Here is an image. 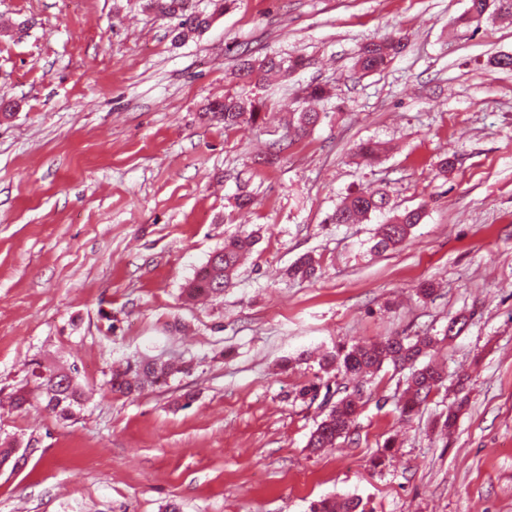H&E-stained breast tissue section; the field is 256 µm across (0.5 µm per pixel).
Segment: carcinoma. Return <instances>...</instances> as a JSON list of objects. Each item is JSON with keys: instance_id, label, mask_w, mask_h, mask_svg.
I'll return each instance as SVG.
<instances>
[{"instance_id": "obj_1", "label": "carcinoma", "mask_w": 512, "mask_h": 512, "mask_svg": "<svg viewBox=\"0 0 512 512\" xmlns=\"http://www.w3.org/2000/svg\"><path fill=\"white\" fill-rule=\"evenodd\" d=\"M214 10L206 13L196 8L194 0H151V7L160 14L178 19L179 35L186 38L202 31L210 25L213 15L222 14L232 0H213ZM512 15V0H470L467 12L460 23L467 26L473 20L485 14ZM403 48L402 40L392 36L367 43L361 49L356 66L362 72L383 69ZM309 65L302 57L278 58L266 57L262 60L241 56L238 75L240 79H263L270 74L288 75ZM332 97L331 90L322 85H307L300 89L298 99L302 102L325 101ZM208 111L224 121V129H234L244 124H254L260 117L261 104L258 101L226 95L224 99L210 104ZM320 113L301 109L292 113L288 119V130L300 135L314 127L320 121ZM391 203L387 189L359 192L345 197L336 207L332 220L336 224H356L375 212H382ZM422 220L418 210H406L393 215L386 223L379 225L370 239L369 251L384 253L402 243L412 229ZM257 244L256 232H242L224 240V247L215 251L205 265L199 268L184 288L189 299L200 296L220 297L228 288L239 269L245 254ZM319 270V261L311 256L300 257L288 270L293 278L313 279ZM439 340L434 336H389L379 342L355 343L348 348L339 347L324 354L320 361V370L326 374L334 371L336 376L349 377L360 383L369 381L381 368L390 364L399 370H409L406 378L404 399L400 406V415L412 418L425 404L432 393L443 382L442 372L437 366L420 363V358L436 348ZM30 389L21 388L12 397V406L19 409L35 400L45 411L56 419L68 421L82 410L84 392L74 377L60 369L43 365L34 360L30 363ZM184 371L176 361L141 360L128 358L119 367L111 371L108 381L110 391L130 396L146 388H161L170 378ZM335 393L337 399L326 395L330 403L328 411L311 432L307 447L314 453L332 448L340 438L350 436L351 428L364 405L363 390L359 386L348 389L339 386ZM309 512H365L362 500L358 498L334 497L322 498L311 503Z\"/></svg>"}]
</instances>
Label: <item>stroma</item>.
Segmentation results:
<instances>
[{"label":"stroma","mask_w":512,"mask_h":512,"mask_svg":"<svg viewBox=\"0 0 512 512\" xmlns=\"http://www.w3.org/2000/svg\"><path fill=\"white\" fill-rule=\"evenodd\" d=\"M468 6L232 0L180 43L146 0H0V398L34 359L89 394L66 422L0 409V437L34 446L0 469V512H308L331 495L366 512H512V70L490 64L512 54V19L457 27ZM389 33L403 52L362 74L360 49ZM243 54L310 65L243 83ZM310 83L333 92L320 123L257 164ZM227 93L263 101V120H208ZM368 140L386 147L372 165L355 155ZM383 185L423 218L373 255L380 217L329 218ZM252 229L223 296L186 300L212 252ZM306 253L319 277L289 278ZM459 314L466 329L444 339ZM426 330L445 381L419 414L400 418L405 375L383 367L351 437L310 453L324 405L296 393L321 375L314 354ZM130 356L185 371L111 393ZM461 375L468 401L444 434Z\"/></svg>","instance_id":"stroma-1"}]
</instances>
